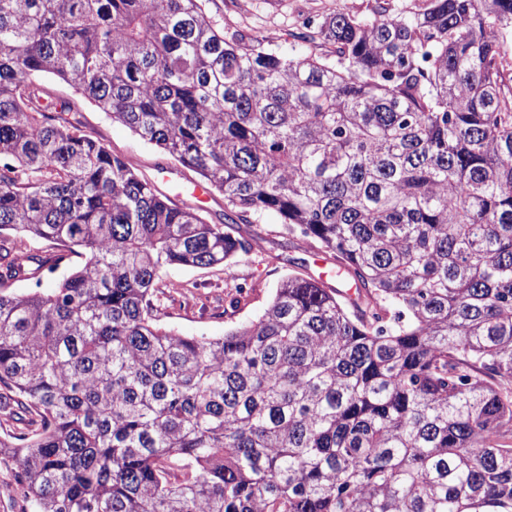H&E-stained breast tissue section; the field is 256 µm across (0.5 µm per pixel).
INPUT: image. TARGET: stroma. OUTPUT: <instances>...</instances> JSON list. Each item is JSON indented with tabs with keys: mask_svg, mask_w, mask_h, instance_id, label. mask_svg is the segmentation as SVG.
I'll use <instances>...</instances> for the list:
<instances>
[{
	"mask_svg": "<svg viewBox=\"0 0 512 512\" xmlns=\"http://www.w3.org/2000/svg\"><path fill=\"white\" fill-rule=\"evenodd\" d=\"M370 5V0H209L207 10L218 24L242 29L286 51L291 47L286 28L301 24L304 17L322 18L333 13L365 17ZM43 84L52 96L70 102L72 117L84 130L124 156L141 173L153 177L159 167L169 164L168 156L112 121L65 84L53 78L44 79ZM255 229L258 238L252 251L230 266L172 267L163 272L160 286L166 297L156 304L161 325L188 336L220 337L262 314L279 281L288 273L316 275L329 271V263L314 265L309 243L288 240L275 219H261ZM239 290L244 293L243 299L236 308H229V299Z\"/></svg>",
	"mask_w": 512,
	"mask_h": 512,
	"instance_id": "1",
	"label": "stroma"
}]
</instances>
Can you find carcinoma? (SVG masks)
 Listing matches in <instances>:
<instances>
[{"instance_id":"cac0c4a2","label":"carcinoma","mask_w":512,"mask_h":512,"mask_svg":"<svg viewBox=\"0 0 512 512\" xmlns=\"http://www.w3.org/2000/svg\"><path fill=\"white\" fill-rule=\"evenodd\" d=\"M372 14L286 54L206 0H0V459L25 512H512V0ZM47 76L227 223L65 118ZM265 215L354 296L291 273L222 337L161 326V272L232 263ZM186 175L193 180L198 182L189 183L186 182V178L184 173L179 167H167L163 170H160L161 178L164 182H167L174 186L171 190L174 193V198L178 200H183L184 198L193 199L196 201H203L210 194L209 192L201 185L200 177L189 170H184ZM162 182L159 178H157V185L161 191L169 195L170 189L166 183ZM184 184L190 185L189 191L179 190L178 188L184 187Z\"/></svg>"}]
</instances>
